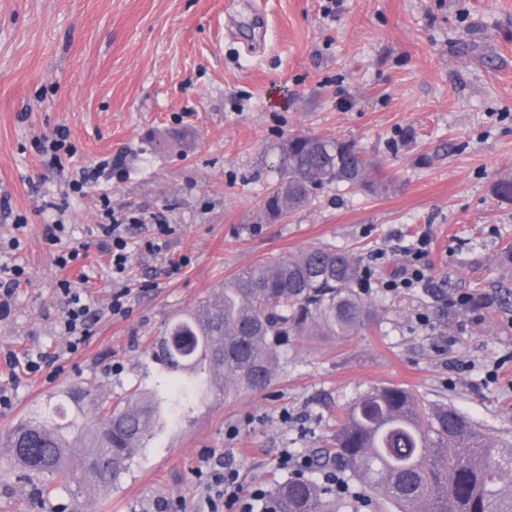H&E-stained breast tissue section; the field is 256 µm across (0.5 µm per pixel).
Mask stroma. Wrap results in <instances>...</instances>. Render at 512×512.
<instances>
[{
    "instance_id": "35a3bbf8",
    "label": "stroma",
    "mask_w": 512,
    "mask_h": 512,
    "mask_svg": "<svg viewBox=\"0 0 512 512\" xmlns=\"http://www.w3.org/2000/svg\"><path fill=\"white\" fill-rule=\"evenodd\" d=\"M0 0V237L29 280L0 321V352L54 357L36 378L0 365V432L29 412L65 403L92 379L105 399L164 389L170 374L148 346L236 273L313 244L370 261L366 297L378 323L346 340L289 348L262 394L202 384L166 415L108 500L91 512H151L167 500L190 512L204 455L233 463L245 489L291 476L279 456L318 459L340 407L370 387L400 384L426 403L454 405L494 436L512 439V201L494 186L512 177V0ZM75 155L49 167L36 142L57 127ZM354 141L387 177L386 191L327 188L280 221L260 216L279 173L274 148L289 134ZM120 154L123 179L69 194L80 168ZM174 233L166 255L134 258L125 317L110 314L114 285L92 246L100 200ZM26 225L13 226L14 216ZM65 224L89 243L84 269L58 270L43 233ZM432 243L427 278L386 291L404 247ZM187 256L179 272L170 260ZM90 278L99 318L77 353L55 331L62 276ZM486 298L480 314L449 297ZM0 512H54L16 480L0 447Z\"/></svg>"
}]
</instances>
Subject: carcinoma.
<instances>
[{"instance_id":"cac0c4a2","label":"carcinoma","mask_w":512,"mask_h":512,"mask_svg":"<svg viewBox=\"0 0 512 512\" xmlns=\"http://www.w3.org/2000/svg\"><path fill=\"white\" fill-rule=\"evenodd\" d=\"M279 180L261 200L269 220L312 204L336 185L373 193L383 182L363 181L374 163L349 140L290 134L274 147ZM362 265L352 254L314 245L271 256L224 282L171 323L152 343L170 372H205L224 381V392L261 393L276 378L288 345L309 337L348 339L375 318L358 291ZM194 391L174 376L168 395L182 406ZM76 406L69 422L52 424L39 411L0 435L27 484L39 494L61 491L59 512H78L83 491L112 493L161 419L147 393L104 404L89 382L67 392ZM95 412L92 421L86 410ZM325 454L352 482L354 498L374 493L393 512H512V443L487 434L452 405L428 406L410 389L374 386L354 398L336 420ZM272 512H341L343 494L302 474L274 484Z\"/></svg>"}]
</instances>
